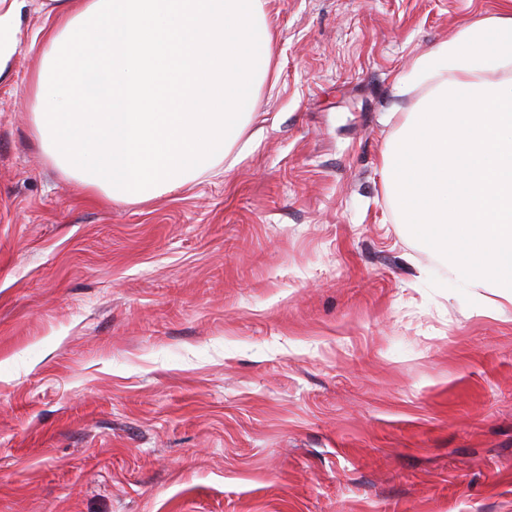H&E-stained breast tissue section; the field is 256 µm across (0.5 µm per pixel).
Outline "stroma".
<instances>
[{"label": "stroma", "mask_w": 512, "mask_h": 512, "mask_svg": "<svg viewBox=\"0 0 512 512\" xmlns=\"http://www.w3.org/2000/svg\"><path fill=\"white\" fill-rule=\"evenodd\" d=\"M230 170L108 204L0 81V512H512V305L394 216L398 75L512 0H262Z\"/></svg>", "instance_id": "stroma-1"}]
</instances>
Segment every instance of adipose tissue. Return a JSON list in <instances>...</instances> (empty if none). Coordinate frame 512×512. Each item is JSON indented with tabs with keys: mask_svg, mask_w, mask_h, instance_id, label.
Instances as JSON below:
<instances>
[{
	"mask_svg": "<svg viewBox=\"0 0 512 512\" xmlns=\"http://www.w3.org/2000/svg\"><path fill=\"white\" fill-rule=\"evenodd\" d=\"M26 0H0V78ZM34 134L108 202L174 191L227 158L271 73L261 0H46ZM430 81L384 155L400 223L512 303V16L464 26L399 84Z\"/></svg>",
	"mask_w": 512,
	"mask_h": 512,
	"instance_id": "obj_1",
	"label": "adipose tissue"
}]
</instances>
